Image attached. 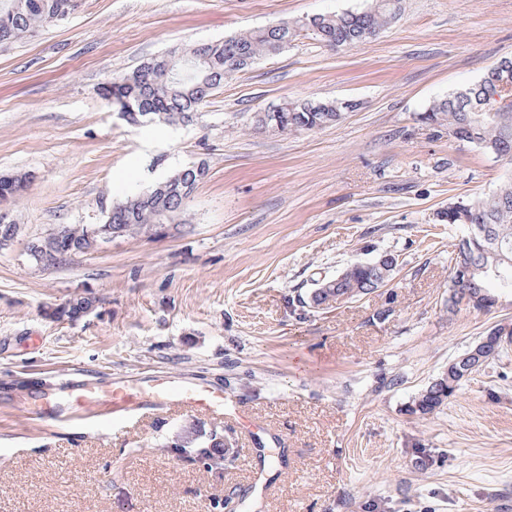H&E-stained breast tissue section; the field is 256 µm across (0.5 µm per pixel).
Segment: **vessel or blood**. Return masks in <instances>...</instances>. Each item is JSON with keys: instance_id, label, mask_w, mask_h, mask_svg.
<instances>
[{"instance_id": "1", "label": "vessel or blood", "mask_w": 512, "mask_h": 512, "mask_svg": "<svg viewBox=\"0 0 512 512\" xmlns=\"http://www.w3.org/2000/svg\"><path fill=\"white\" fill-rule=\"evenodd\" d=\"M158 402L219 412L226 421L235 424L250 417L246 405L226 399L209 387L158 383L135 393L119 387L102 390L80 381L68 388L62 398L32 407L31 412L44 427L55 429L78 421L122 419L142 404Z\"/></svg>"}]
</instances>
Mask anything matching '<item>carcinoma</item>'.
<instances>
[{"label": "carcinoma", "instance_id": "1", "mask_svg": "<svg viewBox=\"0 0 512 512\" xmlns=\"http://www.w3.org/2000/svg\"><path fill=\"white\" fill-rule=\"evenodd\" d=\"M80 0H0V50L25 41L43 28L51 26L75 11ZM401 11V0H372L366 8L334 14H319L294 22L284 21L279 30H295L304 37L330 47L340 42L356 45L375 37L391 24ZM284 46L278 42V30L248 29L222 41L191 45L169 55L165 66L154 60L143 62L131 71L112 78L102 88L103 98L118 108L126 102L133 110L126 112L125 121L140 126L143 113H150L154 124L189 125L202 116L208 98L224 85V66L236 65L239 73L263 56L277 55ZM508 67L496 65L475 84L448 93L435 101L425 112L424 122L448 129V136L465 141L479 150L512 162V101L501 103L490 99L488 107L479 111L462 110L459 100L494 92L501 82L512 83V58ZM284 111L297 113L296 131H313L328 122L339 120L345 106L334 101L310 100L307 105L295 100L284 101ZM209 173V165H193L170 173L149 190L127 197L112 205L104 223L123 228V236L151 235L156 224H181L185 221L186 200ZM27 173L0 174V200L18 195L29 181ZM440 224H488L492 237L477 241L460 239L451 245L448 263L452 271L476 260L497 266L504 278L492 271L474 275L477 289L471 291L466 307L485 312L496 306L502 294L492 288L512 289V265L494 264L495 256L503 254L512 260V182L499 186L491 194L468 202H454L437 213ZM104 239L93 224L66 225L63 232L33 243V260L53 266L59 254H85ZM397 264L370 268L362 262L349 265L342 273L321 281L313 302L327 307L339 298L354 299L386 288L394 279ZM96 299L82 296L64 311L76 320L95 306ZM512 329L507 324L493 326L477 342L476 355L462 362L459 357L448 361V368L434 379L408 406V412L418 418L434 414L456 395L472 378L507 351V337ZM228 439L216 435L210 445L197 450V455L218 465L225 464Z\"/></svg>", "mask_w": 512, "mask_h": 512}]
</instances>
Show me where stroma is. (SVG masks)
Returning a JSON list of instances; mask_svg holds the SVG:
<instances>
[{
	"instance_id": "obj_1",
	"label": "stroma",
	"mask_w": 512,
	"mask_h": 512,
	"mask_svg": "<svg viewBox=\"0 0 512 512\" xmlns=\"http://www.w3.org/2000/svg\"><path fill=\"white\" fill-rule=\"evenodd\" d=\"M368 2L81 0L0 52V173L31 176L0 202L18 227L0 250V512H209L250 485L248 456L268 440L205 411L44 430L28 405L81 375H193L243 402L289 454L269 512H512V347L438 413L407 412L449 359L512 323V301L449 312L448 250L466 228L436 221L512 180V163L421 120L512 57V0H403L366 43L298 39L226 77L190 126H128L101 96L154 55ZM304 97L352 109L315 131L250 129ZM202 159L209 174L170 235L53 267L29 256ZM383 253L398 260L395 288L303 306L318 279ZM81 296L97 299L88 314L52 318ZM215 432L240 448L223 475L169 449Z\"/></svg>"
}]
</instances>
